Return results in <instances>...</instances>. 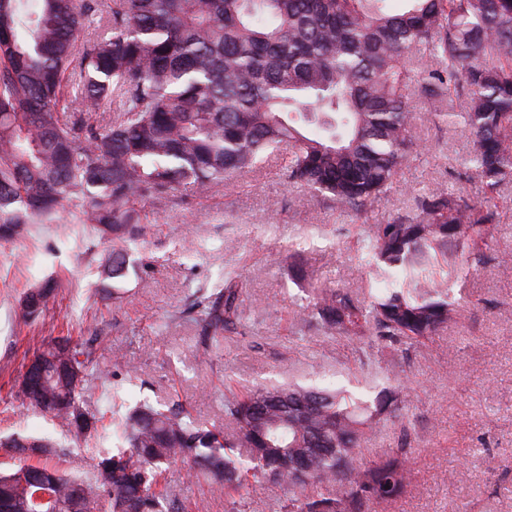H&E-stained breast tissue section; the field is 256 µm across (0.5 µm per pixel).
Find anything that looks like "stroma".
I'll return each mask as SVG.
<instances>
[{
	"label": "stroma",
	"mask_w": 512,
	"mask_h": 512,
	"mask_svg": "<svg viewBox=\"0 0 512 512\" xmlns=\"http://www.w3.org/2000/svg\"><path fill=\"white\" fill-rule=\"evenodd\" d=\"M411 131L418 151L390 192L361 214L343 213L284 176L286 156L233 177L202 195L181 185L156 206L157 220L135 225L124 247L131 264L110 297L100 261L112 250L92 225L29 224L0 240V437H60L46 417L17 398L19 380L42 340L93 341L105 367L85 397L109 416L116 398L178 404L192 418L232 433L224 420L228 391L270 382H298L375 396L406 384L407 400L385 413L361 446L371 461L407 444L411 473L404 494L384 512H512V275L498 264L512 251V178L497 189L496 229L468 271L450 281L460 318L416 345L386 349L379 363L363 342L321 335L298 320L312 288L349 292L362 301L385 284L357 260V227L419 213L433 189L480 201L482 185L465 166L474 149L459 115L432 124L422 115ZM232 277L243 285L244 315L222 345L207 346L187 309L203 290ZM56 297L39 317H25V295L45 280ZM162 487L203 512H244L249 500L282 512L285 495L253 484L235 502L195 481L186 464L165 466Z\"/></svg>",
	"instance_id": "obj_1"
}]
</instances>
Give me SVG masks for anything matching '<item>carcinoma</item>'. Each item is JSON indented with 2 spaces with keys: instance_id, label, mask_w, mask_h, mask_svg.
Instances as JSON below:
<instances>
[{
  "instance_id": "obj_1",
  "label": "carcinoma",
  "mask_w": 512,
  "mask_h": 512,
  "mask_svg": "<svg viewBox=\"0 0 512 512\" xmlns=\"http://www.w3.org/2000/svg\"><path fill=\"white\" fill-rule=\"evenodd\" d=\"M0 0V226L55 219L64 205L102 238L123 240L148 221L144 205L190 184L200 194L236 173L258 168L291 147L288 182L339 210L361 213L392 188L412 153L410 130L419 97L464 98L471 158L484 188L474 202L437 189L419 199L414 220L361 224V250L388 292L367 306L338 289L318 288L305 321L325 336L376 337L386 347L420 341L459 317L446 279L483 253L496 213L488 205L512 178V0H408L390 13L384 0ZM427 50L437 68L420 71ZM112 124L91 120L112 101ZM74 112L66 120L62 113ZM127 251L102 264L105 280L126 276ZM57 285L39 287L38 317ZM212 344L242 317L239 283L192 304ZM38 356L71 364L77 379H50L58 408L30 406L89 446L98 419L82 426L84 394L99 377L93 347L70 343ZM400 392L370 402L345 391L298 384L224 395L226 438L176 408L143 402L125 416L121 449L93 450L85 476L48 464L0 474V497L17 512H185L157 490L162 465L181 460L190 475L229 498L246 482L288 491L294 512H374L406 489L407 449L368 461L357 454L377 417ZM49 454L59 442L21 437Z\"/></svg>"
}]
</instances>
